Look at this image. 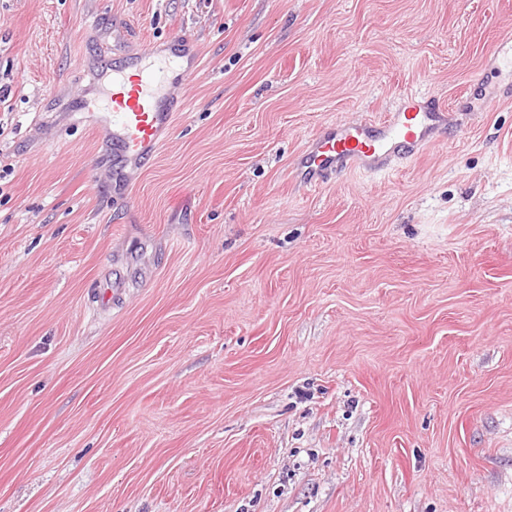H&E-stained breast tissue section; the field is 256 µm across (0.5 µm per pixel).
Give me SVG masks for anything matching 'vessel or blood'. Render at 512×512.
I'll return each instance as SVG.
<instances>
[{
	"label": "vessel or blood",
	"mask_w": 512,
	"mask_h": 512,
	"mask_svg": "<svg viewBox=\"0 0 512 512\" xmlns=\"http://www.w3.org/2000/svg\"><path fill=\"white\" fill-rule=\"evenodd\" d=\"M154 48L141 49L139 73L127 78L126 70H112V92L105 101L106 123L112 131V178L123 179L131 164H147L164 146L177 112L187 110L178 87L193 81V66L180 58H194L193 40L175 39L172 52L156 60ZM431 97L415 93L404 97L399 111L379 122L343 123L328 127L306 153L303 164L308 182L316 186L332 171L386 172L395 162L420 155L435 145L436 132L445 126L447 113L431 107Z\"/></svg>",
	"instance_id": "b4317fda"
}]
</instances>
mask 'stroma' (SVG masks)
Segmentation results:
<instances>
[{
	"instance_id": "1",
	"label": "stroma",
	"mask_w": 512,
	"mask_h": 512,
	"mask_svg": "<svg viewBox=\"0 0 512 512\" xmlns=\"http://www.w3.org/2000/svg\"><path fill=\"white\" fill-rule=\"evenodd\" d=\"M185 33L123 204L90 113ZM506 36L512 0H0V512H512ZM415 92L444 144L302 183Z\"/></svg>"
}]
</instances>
